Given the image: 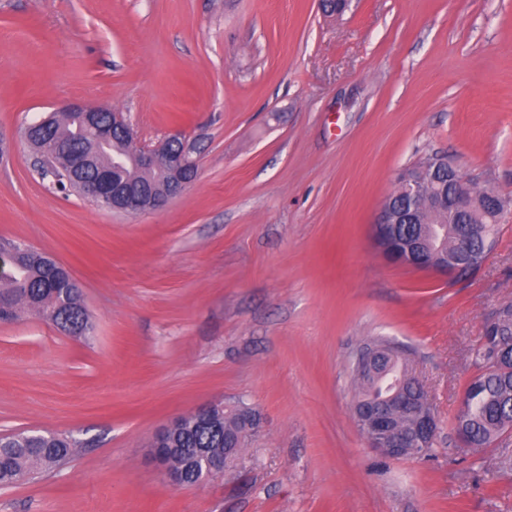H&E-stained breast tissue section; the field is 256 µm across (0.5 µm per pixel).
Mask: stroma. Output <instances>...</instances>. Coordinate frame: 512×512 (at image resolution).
Segmentation results:
<instances>
[{
	"mask_svg": "<svg viewBox=\"0 0 512 512\" xmlns=\"http://www.w3.org/2000/svg\"><path fill=\"white\" fill-rule=\"evenodd\" d=\"M72 100L142 143L181 135L195 181L140 214L54 188L23 130ZM435 155L507 203L453 280L372 239L399 173ZM0 240L65 266L95 327L0 322V436L77 444L0 486V512H512V434L454 432L485 319L512 303V0H0ZM373 337L408 351L428 456L377 454L356 423ZM215 400L258 430L223 474L171 487L150 443Z\"/></svg>",
	"mask_w": 512,
	"mask_h": 512,
	"instance_id": "obj_1",
	"label": "stroma"
}]
</instances>
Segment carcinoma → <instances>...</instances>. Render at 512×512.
<instances>
[{
    "label": "carcinoma",
    "instance_id": "1",
    "mask_svg": "<svg viewBox=\"0 0 512 512\" xmlns=\"http://www.w3.org/2000/svg\"><path fill=\"white\" fill-rule=\"evenodd\" d=\"M36 164L50 171L60 181L68 182V167L53 157V151L81 153L90 159L84 175L92 177L101 166L112 165V148L95 145L93 133L77 123L73 114L54 115L50 141L34 139ZM499 224L497 218L476 225L469 249L470 264L461 268L466 275L476 270L486 251L495 247ZM421 224L381 228L376 237L393 247L419 237ZM80 285L70 280L68 271L51 262L45 255L29 250L15 268L8 285L0 287V313L12 320L23 313H36L51 321L65 333L87 340L94 327L83 305ZM485 340L473 350L472 361L481 373L467 386L465 409L456 417L455 430L465 429L475 448L488 447L504 434L512 432V304L499 308L484 325ZM387 346L392 355H379L368 371L353 367L355 384L353 404L357 411L378 408L391 415L394 436L409 437L422 408L423 392L408 369L403 348L388 339L376 338L365 344ZM256 425L253 416L229 413L227 427L230 438L244 441ZM162 455L166 463L181 470L189 484L197 481L196 449L205 448L217 456L224 455V435L200 426L193 413L182 416L177 428L162 438ZM75 445L68 437L45 432L38 441L24 434L0 439V484L16 483L35 472H47L73 456Z\"/></svg>",
    "mask_w": 512,
    "mask_h": 512
}]
</instances>
